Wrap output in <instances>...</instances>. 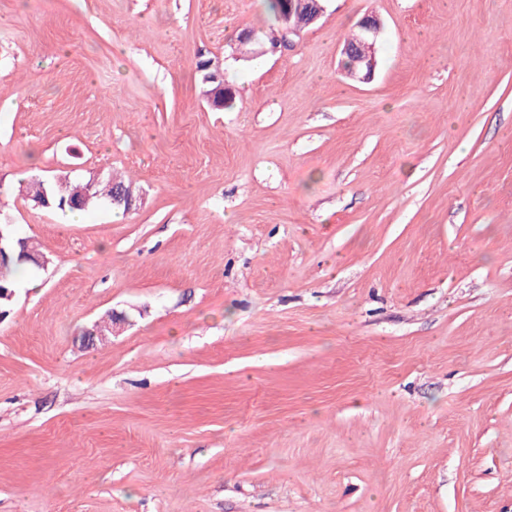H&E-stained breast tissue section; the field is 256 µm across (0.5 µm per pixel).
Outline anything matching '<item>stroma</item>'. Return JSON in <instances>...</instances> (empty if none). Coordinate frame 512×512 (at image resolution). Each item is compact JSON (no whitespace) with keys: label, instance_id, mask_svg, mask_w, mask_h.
Masks as SVG:
<instances>
[{"label":"stroma","instance_id":"obj_1","mask_svg":"<svg viewBox=\"0 0 512 512\" xmlns=\"http://www.w3.org/2000/svg\"><path fill=\"white\" fill-rule=\"evenodd\" d=\"M325 7L252 55L266 0H0V512H512V0ZM360 32L356 36V40L347 41L342 48L344 57H358L357 63L361 67L360 72H364L363 79L369 78L376 66L375 60V42L380 32L379 22L366 18L360 24ZM353 59H347L345 68L348 71L359 68V65ZM87 182L73 183L72 181H55V177H36L27 187V195L33 198H39L46 195L52 206L50 208L64 211L85 210L93 204H105L112 207L125 210V213H131L138 208L136 193L131 183L109 174L101 180H98L91 188L87 187ZM116 188H123L126 192H118L112 196ZM127 194L131 195L128 196ZM112 198L111 204L110 200ZM70 201V203H68ZM115 208V209H117ZM14 224H1L0 222V270H3L5 267L9 266L14 261H27L32 263L38 268H43L46 260L43 256H36L30 254L26 251L24 238L27 241L28 248L30 251L35 253V249L33 246L29 245V241L27 238H16L14 237V242L11 245H5V235L4 231L7 229L13 230ZM28 263L22 262L17 263L14 262L9 267L5 268L3 271H0V285L8 288H14L16 283V275L18 271L23 268Z\"/></svg>","mask_w":512,"mask_h":512}]
</instances>
